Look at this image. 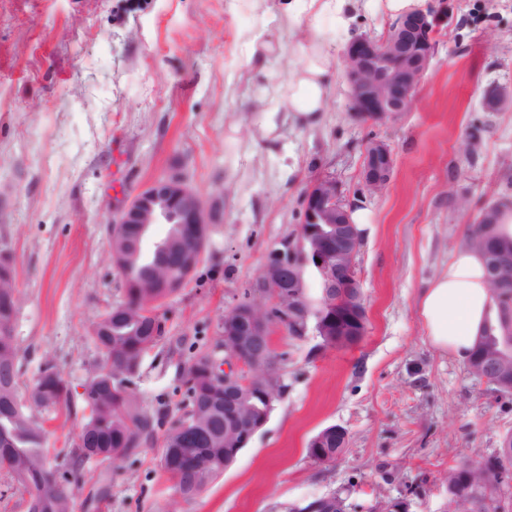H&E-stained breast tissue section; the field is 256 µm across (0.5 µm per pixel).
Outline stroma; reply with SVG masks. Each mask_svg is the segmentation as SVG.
Returning <instances> with one entry per match:
<instances>
[{
    "label": "stroma",
    "instance_id": "stroma-1",
    "mask_svg": "<svg viewBox=\"0 0 512 512\" xmlns=\"http://www.w3.org/2000/svg\"><path fill=\"white\" fill-rule=\"evenodd\" d=\"M447 3L408 112L353 120L337 69L321 126L301 129L282 111L264 137L255 122L289 58L275 51L246 72L235 49L257 18L231 0H0V256L21 293L18 384L50 362L71 392L44 422L48 447H74L88 415L83 387L100 359L91 329L125 297L112 221L150 183L182 175L212 204L202 261L163 304L167 337L135 380L168 426L181 413L185 366L213 345L270 246L296 232L313 180L335 177L372 214L356 258L364 339L336 349L276 333L288 390L200 495L176 499L158 435L112 463L109 496L75 512H289L335 493L350 512H381L410 486L420 493L409 512H445L448 467L488 457L512 430V397L431 347L416 317L467 225L489 202L512 201V106H487L492 94H512V0ZM389 24L371 0H354L347 34L325 35L342 47ZM373 139L395 165L385 190L369 194L361 170ZM331 425L346 430V446L335 463L315 462L308 444Z\"/></svg>",
    "mask_w": 512,
    "mask_h": 512
}]
</instances>
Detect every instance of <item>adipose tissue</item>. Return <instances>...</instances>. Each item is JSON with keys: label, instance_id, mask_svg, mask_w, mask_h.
<instances>
[{"label": "adipose tissue", "instance_id": "1", "mask_svg": "<svg viewBox=\"0 0 512 512\" xmlns=\"http://www.w3.org/2000/svg\"><path fill=\"white\" fill-rule=\"evenodd\" d=\"M273 17L285 23L293 38L286 79L274 84L259 123L265 132L276 128L282 107L293 110L301 128L313 129L324 120L333 87L329 76L336 66L327 26L346 33L349 0H268ZM418 319L430 345L458 360H466L490 315V293L482 256L467 247L456 248L436 273L417 303Z\"/></svg>", "mask_w": 512, "mask_h": 512}]
</instances>
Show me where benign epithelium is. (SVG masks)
I'll return each instance as SVG.
<instances>
[{
	"instance_id": "7a95c632",
	"label": "benign epithelium",
	"mask_w": 512,
	"mask_h": 512,
	"mask_svg": "<svg viewBox=\"0 0 512 512\" xmlns=\"http://www.w3.org/2000/svg\"><path fill=\"white\" fill-rule=\"evenodd\" d=\"M440 10L434 6L413 9L393 22L380 38L359 36L342 53L344 77L350 87L351 116L362 121L396 119L412 107L421 81L435 51ZM394 157L383 142L371 140L364 150L361 178L370 192L384 190L392 177ZM354 203L346 199L330 176L314 180L304 196L303 218L294 235L280 238L266 252L248 299L224 311V394L227 414L236 416L249 409L246 393L255 377L266 371L274 352L275 331L290 326L304 334L319 336L326 347L338 349L358 344L367 330V312L355 259L362 237L352 220ZM212 206L180 175L157 180L141 190L114 221L118 225L183 224L192 239L209 240ZM312 224H326L329 231L314 233ZM203 252L183 255L186 285L201 262ZM315 264L324 288V314L310 323L307 286L298 276L299 267ZM512 281V255L503 250L493 255L489 286L501 288ZM270 415L245 429L234 430V438L247 445L266 426ZM344 447L347 432L330 426L313 439L317 448L325 437Z\"/></svg>"
}]
</instances>
